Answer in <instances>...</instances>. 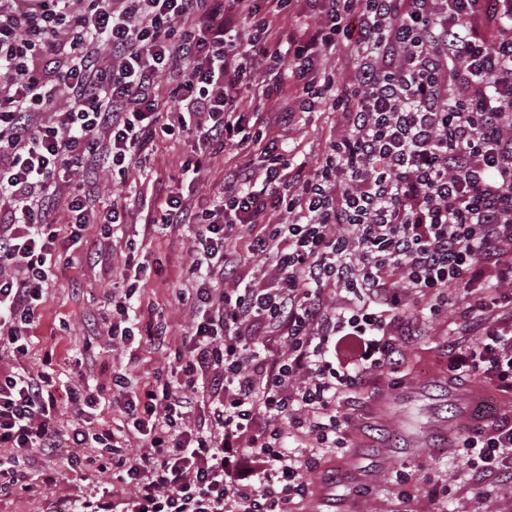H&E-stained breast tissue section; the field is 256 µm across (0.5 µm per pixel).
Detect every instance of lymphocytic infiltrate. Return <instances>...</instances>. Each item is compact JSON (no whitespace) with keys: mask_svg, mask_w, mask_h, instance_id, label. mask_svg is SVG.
I'll return each mask as SVG.
<instances>
[{"mask_svg":"<svg viewBox=\"0 0 512 512\" xmlns=\"http://www.w3.org/2000/svg\"><path fill=\"white\" fill-rule=\"evenodd\" d=\"M297 10L308 25L275 29ZM342 48L358 65L340 80ZM288 92L341 127L315 165L256 128L257 100ZM162 137L202 144L178 173L193 186L212 156L244 158L206 210L169 188L146 215L193 228L178 377L113 375L115 430L91 388L70 387L66 424L51 373L0 370L10 484L20 454L97 448L126 496L72 512H293L315 451L347 445L343 396L398 370L449 307L472 339L449 350L452 378L512 388V0H0V347L28 354L53 252L124 215L96 212L101 174L146 170ZM250 260L271 263L266 286H241ZM456 444L474 478L512 475L511 417Z\"/></svg>","mask_w":512,"mask_h":512,"instance_id":"f902f5d3","label":"lymphocytic infiltrate"}]
</instances>
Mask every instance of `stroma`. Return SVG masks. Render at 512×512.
<instances>
[{"mask_svg":"<svg viewBox=\"0 0 512 512\" xmlns=\"http://www.w3.org/2000/svg\"><path fill=\"white\" fill-rule=\"evenodd\" d=\"M292 105L289 96L263 103L258 123L280 137L290 154L315 162L336 136V118L322 111L299 112L287 126L281 114ZM145 215L142 209L129 211L113 237L103 240L98 265L78 250L53 255L54 279L32 324L34 347L20 359L0 349L1 367L44 370L67 382L78 359L94 387L110 382L116 371L135 385L174 371V354L189 340L190 313L182 298L192 285V231L181 226L148 232ZM129 241L156 268L134 285L135 298L145 319L165 324L167 336L161 346L137 340L115 353L103 330L112 317L111 293L131 286L119 251ZM466 342L457 335L451 313L432 317L427 335L410 347L398 372L374 373L345 400L355 422L351 441L344 449L317 452L305 474L308 494L297 512H343L349 503L360 512H512L511 480L490 476L473 482L467 457L442 442H431L421 452L408 445L430 425H453L457 385L448 379V351ZM99 454L96 448H60L20 461L26 485L0 492V512H69L75 501L112 486L111 473L99 469ZM44 474L53 477L52 485L42 484Z\"/></svg>","mask_w":512,"mask_h":512,"instance_id":"obj_1","label":"stroma"}]
</instances>
